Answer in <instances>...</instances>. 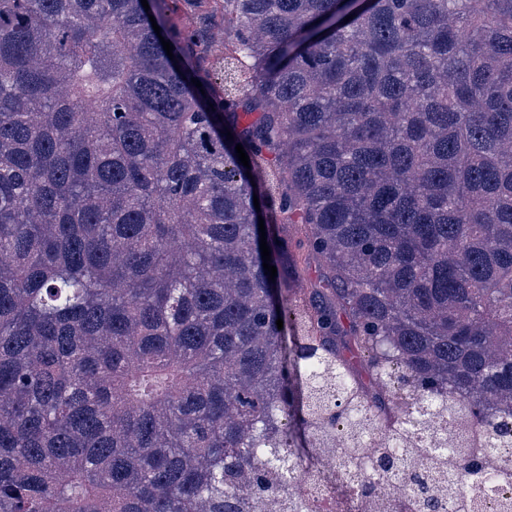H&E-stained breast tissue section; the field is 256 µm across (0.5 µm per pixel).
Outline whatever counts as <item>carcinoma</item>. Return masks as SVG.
<instances>
[{
  "label": "carcinoma",
  "mask_w": 512,
  "mask_h": 512,
  "mask_svg": "<svg viewBox=\"0 0 512 512\" xmlns=\"http://www.w3.org/2000/svg\"><path fill=\"white\" fill-rule=\"evenodd\" d=\"M147 2L0 0V512H306L340 424L359 502L480 512L512 460L448 429L512 445V0H213L205 42Z\"/></svg>",
  "instance_id": "1"
}]
</instances>
